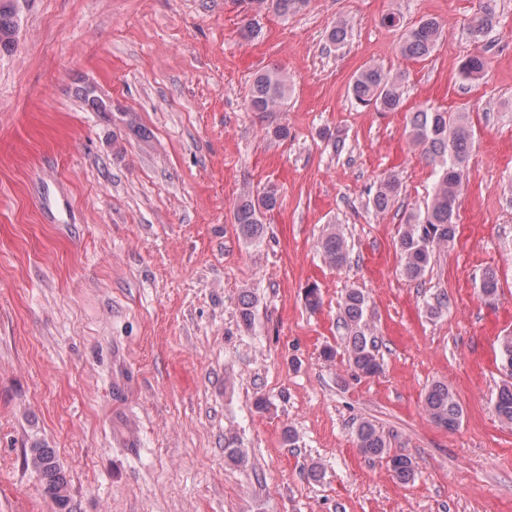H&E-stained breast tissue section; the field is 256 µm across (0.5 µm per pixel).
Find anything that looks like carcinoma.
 Masks as SVG:
<instances>
[{
  "label": "carcinoma",
  "mask_w": 512,
  "mask_h": 512,
  "mask_svg": "<svg viewBox=\"0 0 512 512\" xmlns=\"http://www.w3.org/2000/svg\"><path fill=\"white\" fill-rule=\"evenodd\" d=\"M498 0H478V8L469 23L472 39L479 42L496 21ZM259 7L271 6L282 15L300 12L307 0H256ZM441 37L439 22L428 18L412 25L402 35L400 54L406 59H425L435 50ZM487 66L482 54L469 56L462 64L464 75L472 80L480 78ZM288 76L271 67L259 72L253 79L248 105L254 112H273L282 109L288 100ZM354 100L363 106H372L379 112H398L404 102V77L381 66H370L359 72L351 85ZM411 142L421 150L427 164L437 176L430 202L424 210L407 215L397 239L402 265L401 273L409 281L421 280L436 251L451 243L457 232V211L465 169L472 147L473 130L462 116H451L447 111L422 108L408 121ZM401 192L398 177L388 174L380 179L370 198L372 208L378 213L389 210ZM279 200L278 189L270 184L256 193H245L235 208L234 219L239 234L247 241L261 240L265 225L263 218L273 212ZM324 260L332 267L343 266L349 256L344 235L329 227L318 243ZM479 294L486 301H494L499 294L496 271H485L480 279ZM345 325L350 330L344 343L354 368L364 376H374L382 371L375 341L369 336L367 303L357 289H349L341 303ZM239 315L246 329L253 326V300L244 293L239 298ZM502 368L511 380L499 387L494 410L499 420L512 426V334L500 341ZM424 409L439 427L455 430L461 423L462 409L448 385L435 383L424 396ZM357 446L361 453L373 458L388 457L386 441L380 430L370 421H362L356 430ZM224 454L234 463H241L245 453L236 436H224ZM25 463L39 476L42 495L63 512L69 501V486L61 464L51 448H30ZM392 471L404 482L414 475L412 459L405 455L392 458Z\"/></svg>",
  "instance_id": "cac0c4a2"
}]
</instances>
